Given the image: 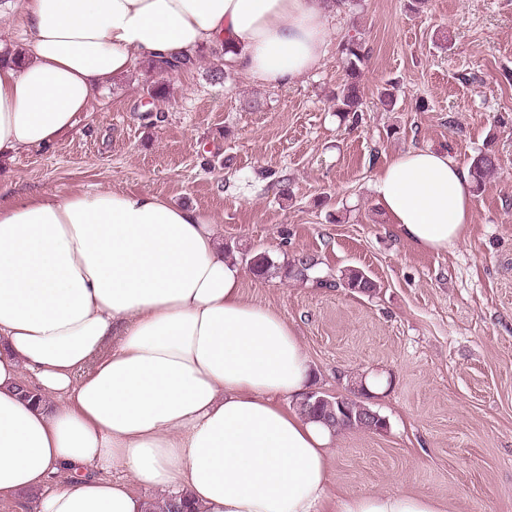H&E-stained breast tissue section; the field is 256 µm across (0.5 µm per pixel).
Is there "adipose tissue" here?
<instances>
[{"mask_svg":"<svg viewBox=\"0 0 512 512\" xmlns=\"http://www.w3.org/2000/svg\"><path fill=\"white\" fill-rule=\"evenodd\" d=\"M326 0H22L21 64H0V154L70 134L135 59L229 44L263 85L314 71ZM374 196L413 249L449 252L474 213L466 168L410 149ZM309 365L275 309L246 300L213 219L117 188L0 204V512H144L138 488L200 512H447L404 491L332 498L333 430L282 406ZM41 396L22 397V387Z\"/></svg>","mask_w":512,"mask_h":512,"instance_id":"obj_1","label":"adipose tissue"}]
</instances>
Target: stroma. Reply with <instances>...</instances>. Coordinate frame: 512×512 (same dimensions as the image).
<instances>
[{"mask_svg":"<svg viewBox=\"0 0 512 512\" xmlns=\"http://www.w3.org/2000/svg\"><path fill=\"white\" fill-rule=\"evenodd\" d=\"M327 22L320 66L287 89L239 71L214 80L207 51L180 73L135 60L71 134L0 158V203L114 187L199 207L245 298L295 328L310 390L366 384L386 421L337 432L331 494L404 490L448 512H512V0H329ZM353 36L368 52L356 121L330 101ZM157 82L166 98L152 97ZM388 87L391 108L379 101ZM412 148L500 160L453 251L411 248L375 201V173ZM259 253L315 266L304 281L258 277ZM351 269L376 291L346 288Z\"/></svg>","mask_w":512,"mask_h":512,"instance_id":"stroma-1","label":"stroma"}]
</instances>
